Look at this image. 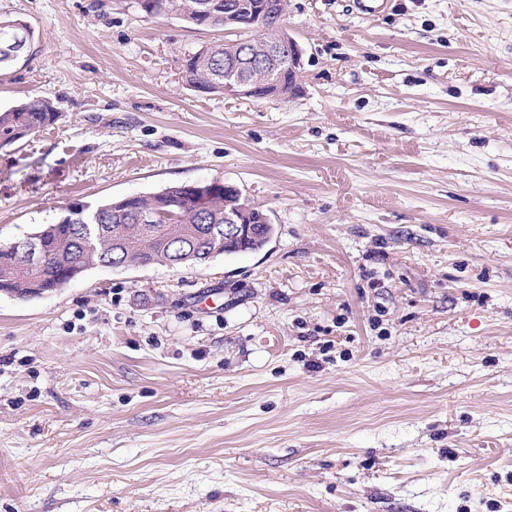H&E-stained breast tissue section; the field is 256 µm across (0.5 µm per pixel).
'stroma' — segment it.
I'll return each instance as SVG.
<instances>
[{"label":"stroma","instance_id":"obj_1","mask_svg":"<svg viewBox=\"0 0 512 512\" xmlns=\"http://www.w3.org/2000/svg\"><path fill=\"white\" fill-rule=\"evenodd\" d=\"M0 245L218 180L257 252L0 295V512H512V0H288L297 95L200 92L220 32L0 0ZM21 35H25L30 43L33 41V33L27 25L22 24L18 20L0 17V69L15 64L20 60V58H15L2 51L1 45L9 43L13 38ZM57 114L51 102L40 97L0 110V148L39 133L55 122Z\"/></svg>","mask_w":512,"mask_h":512}]
</instances>
